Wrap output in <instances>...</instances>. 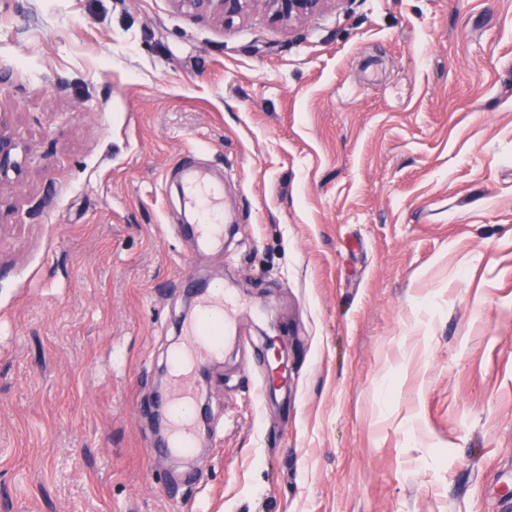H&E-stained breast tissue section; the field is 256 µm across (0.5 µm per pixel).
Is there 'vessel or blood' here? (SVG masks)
<instances>
[{
  "instance_id": "1",
  "label": "vessel or blood",
  "mask_w": 512,
  "mask_h": 512,
  "mask_svg": "<svg viewBox=\"0 0 512 512\" xmlns=\"http://www.w3.org/2000/svg\"><path fill=\"white\" fill-rule=\"evenodd\" d=\"M179 171L185 182L187 202L199 215L198 223L192 227L193 232L208 246L223 247V183L215 181L209 169L198 163H183ZM231 295L229 285L214 286L201 302L199 317L182 328L185 351L176 361L178 373L170 399L175 415L170 420L166 450L186 453L193 446V419L186 415L185 409L193 405L196 399L194 371L198 365L218 353L216 327L228 329L233 325Z\"/></svg>"
}]
</instances>
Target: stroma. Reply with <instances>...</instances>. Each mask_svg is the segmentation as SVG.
<instances>
[{"label":"stroma","instance_id":"35a3bbf8","mask_svg":"<svg viewBox=\"0 0 512 512\" xmlns=\"http://www.w3.org/2000/svg\"><path fill=\"white\" fill-rule=\"evenodd\" d=\"M1 112L0 512H512V0H0ZM187 153L231 175L224 251ZM220 282L206 427L155 451ZM188 13H213L222 21L242 14L249 2H262L279 19L299 20L320 12L329 0H174ZM24 153L19 154L16 140L4 129L0 114V188L10 181L11 174H18L23 163ZM178 170L185 182L187 203L199 215L193 232L208 246L224 248V184L215 181L210 170L198 163L185 162Z\"/></svg>","mask_w":512,"mask_h":512}]
</instances>
